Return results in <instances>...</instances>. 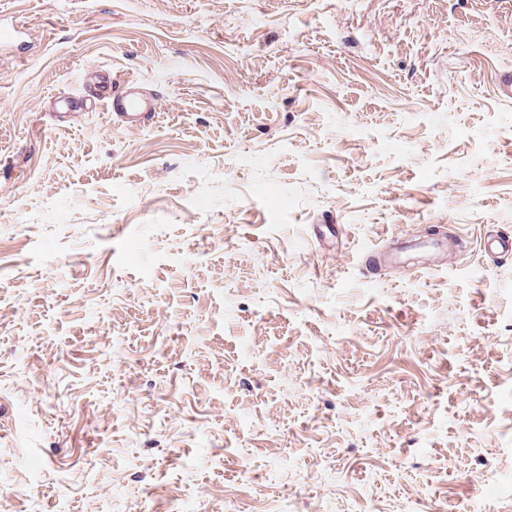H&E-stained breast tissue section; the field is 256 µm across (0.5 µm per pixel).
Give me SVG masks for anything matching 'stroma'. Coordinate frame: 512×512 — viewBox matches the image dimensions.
Here are the masks:
<instances>
[{
  "mask_svg": "<svg viewBox=\"0 0 512 512\" xmlns=\"http://www.w3.org/2000/svg\"><path fill=\"white\" fill-rule=\"evenodd\" d=\"M510 72L512 0H0V512H512ZM98 102L112 115L117 116L124 129H139L157 112V99L132 81L102 86Z\"/></svg>",
  "mask_w": 512,
  "mask_h": 512,
  "instance_id": "stroma-1",
  "label": "stroma"
}]
</instances>
